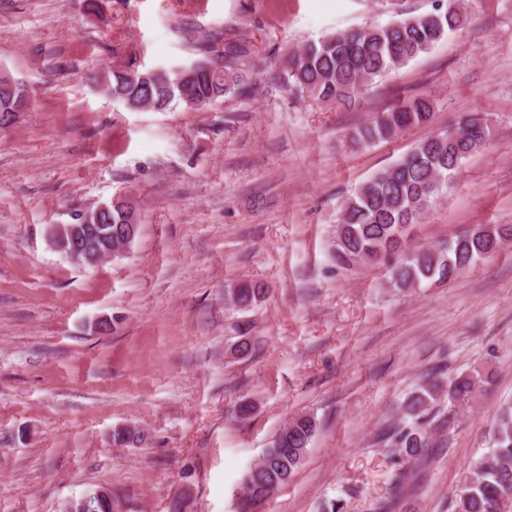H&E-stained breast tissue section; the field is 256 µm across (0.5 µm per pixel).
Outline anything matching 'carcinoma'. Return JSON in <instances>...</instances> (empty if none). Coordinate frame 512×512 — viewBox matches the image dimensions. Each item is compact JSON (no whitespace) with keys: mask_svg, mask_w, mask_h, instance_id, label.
I'll use <instances>...</instances> for the list:
<instances>
[{"mask_svg":"<svg viewBox=\"0 0 512 512\" xmlns=\"http://www.w3.org/2000/svg\"><path fill=\"white\" fill-rule=\"evenodd\" d=\"M470 13L461 0H436L433 11L397 19L384 27L341 31L321 41L288 49L279 61L278 79L290 92L349 109L372 86L384 81L418 55L431 50L451 33L463 30ZM218 36L204 34L195 41L202 57L171 74L167 72L114 71L103 82L105 93L132 109L162 112L181 105L200 110L227 98H247L252 93L251 43L245 39L217 49ZM30 102L28 84L6 71L0 72V130L14 124ZM434 105L425 95L401 101L355 128L351 140L368 144L394 137L427 124ZM489 123L473 117L446 132L426 137L391 166L375 173L344 201L332 241L336 264L342 268L360 262H382L390 276L389 287L401 292L429 283L455 279L473 263L494 254L512 239V226L477 224L453 239L427 247H411L414 225L447 192L465 159L486 141ZM80 224L112 225V237L89 233L94 253L122 244L127 224L139 223L134 202L126 200L103 207L78 210ZM227 300L247 312L260 302L266 289L242 283L226 289ZM481 379L460 375L443 385L434 377L417 387L401 406V420L379 435L378 445L394 449L403 463L418 460L431 445L432 433L443 428L437 417L442 396L448 403L473 394ZM313 414L291 418L264 449L259 461L243 478L240 508L270 498L288 483L302 464L318 429ZM146 440L137 427H119L112 444L138 445ZM404 474L392 478L388 496L374 505L375 512H394L399 506ZM512 506V408L495 421L487 454L469 464L451 500V512H507ZM67 512H112L109 491L85 492L66 506Z\"/></svg>","mask_w":512,"mask_h":512,"instance_id":"1","label":"carcinoma"}]
</instances>
